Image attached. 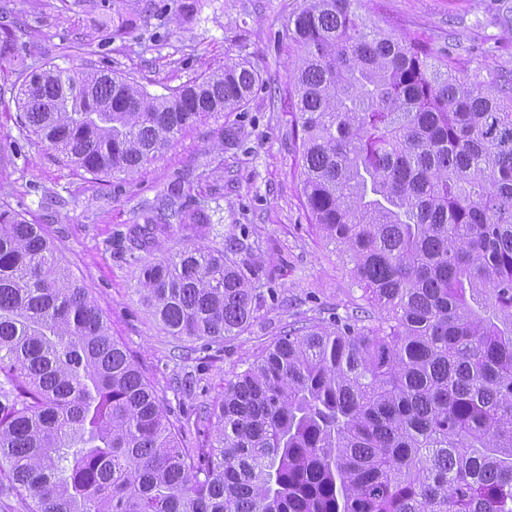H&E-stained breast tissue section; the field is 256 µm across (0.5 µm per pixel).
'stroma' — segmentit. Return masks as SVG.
<instances>
[{
	"label": "stroma",
	"mask_w": 512,
	"mask_h": 512,
	"mask_svg": "<svg viewBox=\"0 0 512 512\" xmlns=\"http://www.w3.org/2000/svg\"><path fill=\"white\" fill-rule=\"evenodd\" d=\"M178 3L13 0L9 23L37 71L112 69L161 94L243 59L262 81L243 111L196 123L130 178L91 176L60 161L47 144L22 140L21 157L0 168V193L54 240L193 446L212 434L210 423L194 415L220 397L225 380L289 324L344 314L362 291L301 206L288 95L294 52L281 37L302 0H200L190 20ZM361 12L395 36L438 52L454 43L485 69L512 74V0H362ZM132 17L136 25L126 26ZM176 173L187 176L193 202L217 207L221 222L208 234L173 226L143 259L186 245L218 248L234 237L246 246L244 259L255 262L265 295L244 332L208 346L169 335L154 321L135 293L138 271L126 251L142 206Z\"/></svg>",
	"instance_id": "1"
}]
</instances>
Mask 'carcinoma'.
Segmentation results:
<instances>
[{
  "label": "carcinoma",
  "mask_w": 512,
  "mask_h": 512,
  "mask_svg": "<svg viewBox=\"0 0 512 512\" xmlns=\"http://www.w3.org/2000/svg\"><path fill=\"white\" fill-rule=\"evenodd\" d=\"M361 0H303L294 48L302 206L363 291L290 325L204 407L185 446L42 227L0 198V473L26 512H512V79L367 23ZM19 133L93 176L140 172L183 130L239 112L261 77L229 61L154 95L101 69L28 71ZM174 176L129 238L208 233ZM222 249L139 264L172 336L241 334L264 295ZM384 315L376 319L373 309Z\"/></svg>",
  "instance_id": "cac0c4a2"
}]
</instances>
